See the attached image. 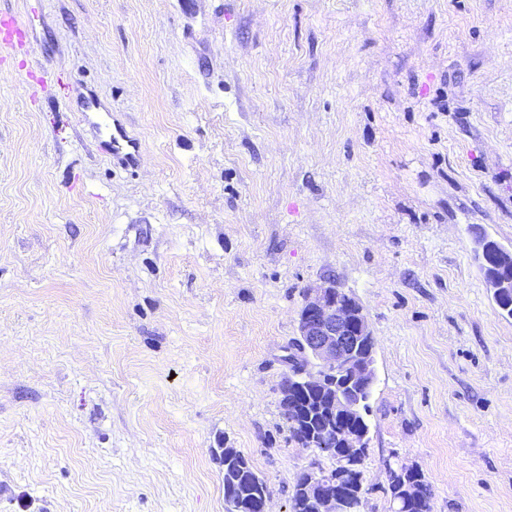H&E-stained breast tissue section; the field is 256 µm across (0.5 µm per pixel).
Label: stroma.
Returning a JSON list of instances; mask_svg holds the SVG:
<instances>
[{
	"mask_svg": "<svg viewBox=\"0 0 512 512\" xmlns=\"http://www.w3.org/2000/svg\"><path fill=\"white\" fill-rule=\"evenodd\" d=\"M0 512H272L335 462L279 383L308 288L376 339L360 512H512V0H0ZM138 139L131 167L82 122ZM29 37L27 26L19 21L16 17L4 16L2 17L0 26V49H14L16 45H23V39ZM487 237V236H485ZM487 255L486 261H481V270L483 271L485 278L490 279L495 275H500L506 273L507 270H510V274L508 276H502L496 280V282L491 286V288H497L498 292H507L512 293V272L511 267H502L497 264L496 256L497 252L504 247L498 243L496 240L487 237ZM241 460L246 465V482L240 481L235 484V480L238 479L240 470L237 468L236 462L228 463L227 459H224V501L228 506V512H239L237 511L239 506V500L242 494L247 493L248 495L258 494L267 495V486L263 479H261L253 470L249 461L241 453ZM225 487L232 490L225 493ZM234 488V489H233ZM400 472H392V470H390L388 490L393 503V512H429L432 489L425 476L419 470L416 471L418 481L416 484L415 496L409 501L402 503L397 501L396 484L400 477Z\"/></svg>",
	"mask_w": 512,
	"mask_h": 512,
	"instance_id": "35a3bbf8",
	"label": "stroma"
}]
</instances>
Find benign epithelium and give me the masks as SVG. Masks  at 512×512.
<instances>
[{
	"label": "benign epithelium",
	"mask_w": 512,
	"mask_h": 512,
	"mask_svg": "<svg viewBox=\"0 0 512 512\" xmlns=\"http://www.w3.org/2000/svg\"><path fill=\"white\" fill-rule=\"evenodd\" d=\"M334 284L310 288L298 315L299 353L315 366L303 369L300 376L312 388L330 386L327 416L345 420L355 410L353 399L344 390H355L372 378L374 363L360 354L363 340H374L364 308L352 297L341 298ZM343 456L341 464L367 447L365 438L354 433L337 437ZM304 501L312 512H346L343 474L326 473L316 464L306 468Z\"/></svg>",
	"instance_id": "7a95c632"
}]
</instances>
